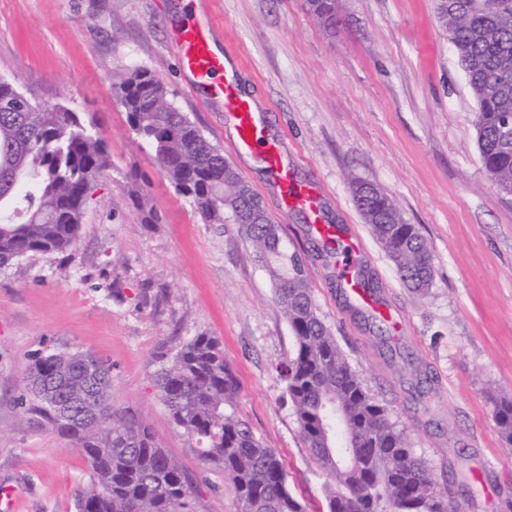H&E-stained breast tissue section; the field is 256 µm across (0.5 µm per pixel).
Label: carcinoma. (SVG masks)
<instances>
[{"label": "carcinoma", "mask_w": 512, "mask_h": 512, "mask_svg": "<svg viewBox=\"0 0 512 512\" xmlns=\"http://www.w3.org/2000/svg\"><path fill=\"white\" fill-rule=\"evenodd\" d=\"M307 6L326 33H337L339 0H307ZM435 14L476 101L473 126L486 175L501 196L512 198V0H435ZM112 88L176 192L193 200L204 223L230 218L239 225L268 271L295 340L281 376L303 440L329 477L326 512H458L406 431L351 367L318 315L302 258L288 252L281 225L224 152L149 70L115 69ZM108 167L105 140L76 113L32 98L20 112L0 108V268L72 249ZM352 195L400 280L415 293L427 291L434 269L419 228L372 182L352 181ZM82 356L76 349L37 357L19 399L31 420L69 437L89 465L75 512H191L186 470L134 414L113 408L87 422L57 413L54 399L79 395L77 386L89 378ZM158 359L156 386L171 421L195 441L202 461L221 467L238 512H304L277 452L224 411L239 383L221 343L201 334L161 346ZM95 373L104 382L95 404L108 405L112 366L99 359ZM332 402L341 408L338 417L328 411ZM493 417L512 447V399L495 402Z\"/></svg>", "instance_id": "1"}]
</instances>
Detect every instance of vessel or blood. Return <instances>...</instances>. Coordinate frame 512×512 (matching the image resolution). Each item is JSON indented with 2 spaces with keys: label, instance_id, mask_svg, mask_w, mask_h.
I'll return each mask as SVG.
<instances>
[{
  "label": "vessel or blood",
  "instance_id": "obj_1",
  "mask_svg": "<svg viewBox=\"0 0 512 512\" xmlns=\"http://www.w3.org/2000/svg\"><path fill=\"white\" fill-rule=\"evenodd\" d=\"M175 40L180 65L192 77L191 91H203L207 99L223 104L237 133L236 151L262 154L271 179L281 189L283 212L300 208L318 214V192L295 185L279 144L270 141L264 133L253 100L241 91L236 75L228 72L225 56L214 52L210 28L193 20L185 21L178 26Z\"/></svg>",
  "mask_w": 512,
  "mask_h": 512
}]
</instances>
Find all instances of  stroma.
Instances as JSON below:
<instances>
[{
	"label": "stroma",
	"mask_w": 512,
	"mask_h": 512,
	"mask_svg": "<svg viewBox=\"0 0 512 512\" xmlns=\"http://www.w3.org/2000/svg\"><path fill=\"white\" fill-rule=\"evenodd\" d=\"M187 0H0V77L94 122L112 166L94 188L74 250L0 270V483L16 512H74L88 464L70 438L30 423L18 398L35 357L79 349L112 366V405L147 424L193 475V512H237L219 468L169 420L155 384L161 345L217 337L240 390L228 414L276 449L306 512L325 508V473L303 441L281 365L294 337L236 224L204 223L131 130L112 69L151 71L220 146L302 257L318 314L371 393L406 430L460 512H504L512 448L493 402L512 399V200L489 182L472 125L476 102L435 19L434 0H340L328 36L306 0H196L199 23L237 65L267 135L296 181L315 186L325 223L359 247L372 294L341 286L302 210L282 212L260 154L237 153L222 107L192 97L174 31ZM381 187L433 259L411 293L352 201Z\"/></svg>",
	"instance_id": "35a3bbf8"
}]
</instances>
